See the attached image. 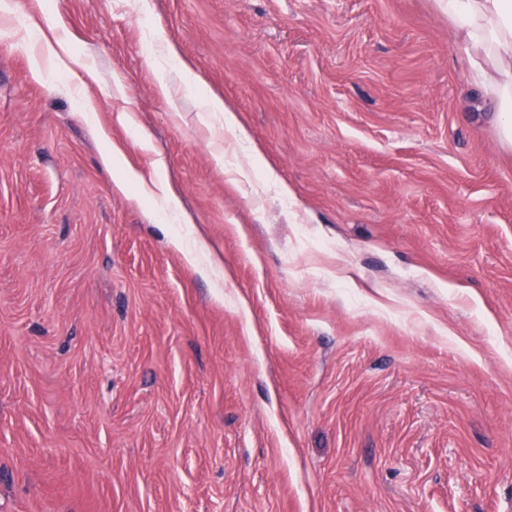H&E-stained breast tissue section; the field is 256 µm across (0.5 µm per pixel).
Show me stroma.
Instances as JSON below:
<instances>
[{"mask_svg":"<svg viewBox=\"0 0 512 512\" xmlns=\"http://www.w3.org/2000/svg\"><path fill=\"white\" fill-rule=\"evenodd\" d=\"M36 30L76 73L33 77ZM485 109L443 0H0V512H512ZM109 146L189 223L117 189ZM202 112H208L210 115L216 116L218 122L224 126V129L233 134L236 141L249 140L247 130L240 123L236 113L226 108L224 100L212 96H205L203 99Z\"/></svg>","mask_w":512,"mask_h":512,"instance_id":"stroma-1","label":"stroma"}]
</instances>
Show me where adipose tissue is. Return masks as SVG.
Instances as JSON below:
<instances>
[{
	"label": "adipose tissue",
	"instance_id": "ef3b65f1",
	"mask_svg": "<svg viewBox=\"0 0 512 512\" xmlns=\"http://www.w3.org/2000/svg\"><path fill=\"white\" fill-rule=\"evenodd\" d=\"M448 22L471 84L495 104L512 145V0H448Z\"/></svg>",
	"mask_w": 512,
	"mask_h": 512
}]
</instances>
